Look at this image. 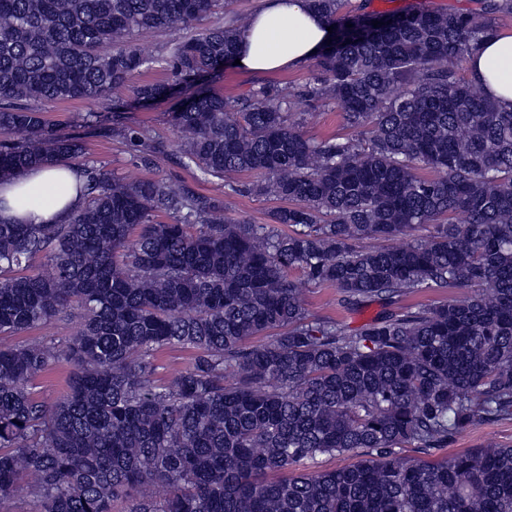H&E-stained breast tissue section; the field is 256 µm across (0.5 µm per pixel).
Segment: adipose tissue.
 <instances>
[{"label": "adipose tissue", "instance_id": "obj_1", "mask_svg": "<svg viewBox=\"0 0 512 512\" xmlns=\"http://www.w3.org/2000/svg\"><path fill=\"white\" fill-rule=\"evenodd\" d=\"M328 23L308 0H263L239 41L237 59L244 71L268 74L294 68L322 49ZM467 70L484 94L512 109V33L483 41L467 58ZM78 167L53 163L28 168L0 181V220L12 224L64 222L83 204Z\"/></svg>", "mask_w": 512, "mask_h": 512}]
</instances>
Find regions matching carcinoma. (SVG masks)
I'll use <instances>...</instances> for the list:
<instances>
[{"label": "carcinoma", "mask_w": 512, "mask_h": 512, "mask_svg": "<svg viewBox=\"0 0 512 512\" xmlns=\"http://www.w3.org/2000/svg\"><path fill=\"white\" fill-rule=\"evenodd\" d=\"M214 3L0 0V178L82 153L42 105L115 95L148 65L135 34L186 29ZM310 4L334 29L303 95L336 106L359 137H307L267 86L243 100L203 93L170 116L185 165L283 202L273 222L289 232L93 163L67 221H0V335L82 311L63 344L0 341V505L22 490L30 512H512L511 445L400 456L512 419V110L458 74L512 0L468 12ZM245 26L173 43L170 82L136 94L221 70ZM84 121L125 132L94 112ZM423 227L424 240L359 246ZM40 256L51 274L28 273ZM294 269L347 309L476 291L352 330L308 313ZM165 347L193 351L169 381L155 377ZM62 361L73 364L64 393L36 399L33 382ZM344 455L357 460L307 471Z\"/></svg>", "instance_id": "obj_1"}]
</instances>
